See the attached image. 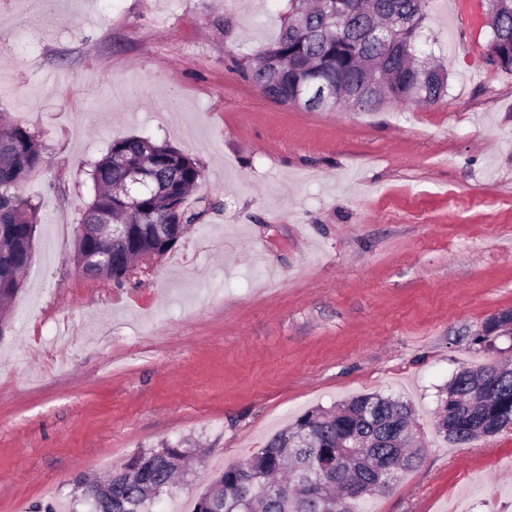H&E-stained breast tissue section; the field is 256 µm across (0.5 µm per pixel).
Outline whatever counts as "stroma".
I'll use <instances>...</instances> for the list:
<instances>
[{
	"instance_id": "stroma-1",
	"label": "stroma",
	"mask_w": 512,
	"mask_h": 512,
	"mask_svg": "<svg viewBox=\"0 0 512 512\" xmlns=\"http://www.w3.org/2000/svg\"><path fill=\"white\" fill-rule=\"evenodd\" d=\"M287 0H0V113L43 165L24 286L0 333V512L74 506L72 482L190 438L199 477L316 407L407 401L421 462L365 512H512V430L451 445L440 391L511 342H476L512 310V73L490 32L430 5L448 94L373 112L271 100L254 56ZM167 140L217 200L124 287L83 275L74 228L88 161L112 139Z\"/></svg>"
}]
</instances>
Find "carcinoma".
I'll return each instance as SVG.
<instances>
[{
  "mask_svg": "<svg viewBox=\"0 0 512 512\" xmlns=\"http://www.w3.org/2000/svg\"><path fill=\"white\" fill-rule=\"evenodd\" d=\"M430 0H288L275 40L239 72L267 97L294 104L317 84L341 80L360 95V111L387 104L434 105L448 90V70L432 51L425 22ZM488 62L512 72V50L493 47ZM382 88L362 91L366 63ZM44 163L42 145L26 126L0 116V332L9 302L23 288L32 257L39 205L16 193ZM143 175L134 180L132 168ZM94 196L75 234L73 262L83 273L120 286L137 255H165L205 211H192L189 193L206 174L188 153L147 137L114 139L91 163ZM105 261L100 267L87 258ZM437 428L455 444L477 443L512 422V363L504 359L457 372L442 390ZM410 405L365 394L299 416L258 452L212 476L191 512H364L369 497L390 492L413 468ZM189 441L140 448L103 480L80 477L72 497L89 512H152L151 506L185 475Z\"/></svg>",
  "mask_w": 512,
  "mask_h": 512,
  "instance_id": "cac0c4a2",
  "label": "carcinoma"
}]
</instances>
